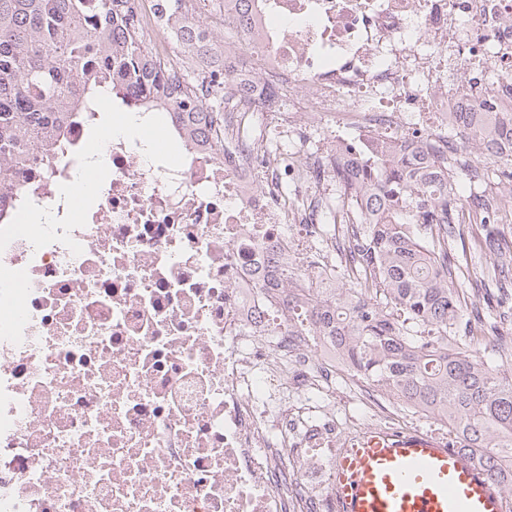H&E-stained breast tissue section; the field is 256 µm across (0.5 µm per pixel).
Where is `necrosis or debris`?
<instances>
[{
    "label": "necrosis or debris",
    "instance_id": "1",
    "mask_svg": "<svg viewBox=\"0 0 512 512\" xmlns=\"http://www.w3.org/2000/svg\"><path fill=\"white\" fill-rule=\"evenodd\" d=\"M224 45L233 121L184 155L70 126L0 223V512H335L363 431L289 264L333 286L321 163L512 112V0H260ZM332 115L331 152L308 149Z\"/></svg>",
    "mask_w": 512,
    "mask_h": 512
}]
</instances>
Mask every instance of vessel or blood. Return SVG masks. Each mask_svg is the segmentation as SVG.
<instances>
[{"label":"vessel or blood","mask_w":512,"mask_h":512,"mask_svg":"<svg viewBox=\"0 0 512 512\" xmlns=\"http://www.w3.org/2000/svg\"><path fill=\"white\" fill-rule=\"evenodd\" d=\"M338 512H512L500 484L447 437L372 429L335 461Z\"/></svg>","instance_id":"obj_1"}]
</instances>
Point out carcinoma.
I'll return each mask as SVG.
<instances>
[{
	"instance_id": "carcinoma-1",
	"label": "carcinoma",
	"mask_w": 512,
	"mask_h": 512,
	"mask_svg": "<svg viewBox=\"0 0 512 512\" xmlns=\"http://www.w3.org/2000/svg\"><path fill=\"white\" fill-rule=\"evenodd\" d=\"M135 0H0V203L22 190L7 170L28 169L29 151H58L65 129L110 94L139 112H164L175 132L224 129V90L203 88L152 53L134 21ZM159 25L200 58L215 56L186 20V0H156ZM215 110L199 112L203 93ZM512 112L457 153L405 152L388 140L351 169L317 166L329 183L325 214L346 226L336 248L353 274L307 309L336 360L373 387L447 424L462 450L501 483L512 484V376L486 355L482 337L512 318ZM481 227L496 263L462 268L449 243ZM498 308L468 307L461 275Z\"/></svg>"
}]
</instances>
